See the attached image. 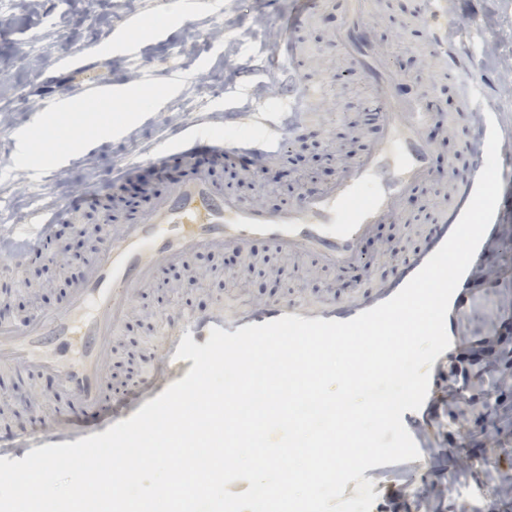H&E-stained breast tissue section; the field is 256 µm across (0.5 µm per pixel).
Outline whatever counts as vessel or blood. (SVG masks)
Returning <instances> with one entry per match:
<instances>
[{
    "label": "vessel or blood",
    "instance_id": "b4317fda",
    "mask_svg": "<svg viewBox=\"0 0 512 512\" xmlns=\"http://www.w3.org/2000/svg\"><path fill=\"white\" fill-rule=\"evenodd\" d=\"M367 0H351L350 21L336 34L337 51L359 60L374 89L372 104L383 134L332 182L311 187L302 193L298 204L281 213L246 203L226 191L209 173L198 171L181 180L176 188L144 210L137 223L106 229L99 250L82 280L72 290L66 310L50 313L15 330L0 324V364L12 357L26 359L41 370L60 375L65 394L74 407L100 413L98 432L129 419L147 402L165 390L153 375L142 381L146 392L123 406L105 413L109 380L106 371L112 350V337L126 315L136 289L149 284L163 265L187 262L199 249L215 252L226 249L243 251L253 242L266 240L290 255H311L337 269L362 264L361 243L371 237L378 225L393 223L404 199L433 170V150L423 131L433 114L423 100L400 98L404 75L389 56L373 55L365 38ZM431 48L439 54L449 74L463 86L476 78L457 47L449 43L452 22L447 11L437 7L424 15ZM296 55L293 40H286L272 72H285V89L279 98V110L298 113L303 103L315 95L326 94V86H308L292 63ZM270 125V124H269ZM283 126L271 124L262 136L221 139L196 136L183 141L178 152L183 157L197 150L210 149L225 159L248 152L253 163L287 149ZM482 171L474 166L469 178L455 188V198L443 223L455 226L467 207ZM80 200L65 206L42 207L34 211L32 224L37 233L51 225L74 219ZM445 235L431 239L428 247L418 249L405 264L409 273H417L445 242ZM469 276H462L450 299L448 334L456 336L459 320L466 312L472 293ZM285 315L308 318L305 308L282 303L254 317L260 325ZM224 311H175L167 318L168 335L158 354L169 373V382H177L179 360L175 354L184 335L193 342L208 340L211 327H223ZM82 428L64 436L52 420H34L24 440L32 449L47 445L74 443L86 438Z\"/></svg>",
    "mask_w": 512,
    "mask_h": 512
}]
</instances>
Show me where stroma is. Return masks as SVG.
I'll use <instances>...</instances> for the list:
<instances>
[{
	"label": "stroma",
	"mask_w": 512,
	"mask_h": 512,
	"mask_svg": "<svg viewBox=\"0 0 512 512\" xmlns=\"http://www.w3.org/2000/svg\"><path fill=\"white\" fill-rule=\"evenodd\" d=\"M312 18L293 33L296 66L306 82L327 85V99L304 108L290 147L263 168L247 173L239 164H215L199 153L193 164L222 180H238L237 193L272 211L297 203L304 189L324 184L381 135L369 105L372 88L358 62L336 52V30L346 22L348 0H314ZM371 33L394 64L411 77L406 94H427L435 112L424 135L434 149L435 170L407 196L399 221L379 225L361 250L365 261L349 274L310 257H291L274 245L254 242L246 252L202 249L188 264L165 266L134 303L112 338V387L137 383L163 343L160 327L175 310L223 308L228 318L253 308L296 301L318 310L345 297H360L382 287L398 259L424 237L450 203L453 181L464 178L470 158L463 143L473 134L462 108L464 92L440 69L427 47L421 21L426 0H370ZM293 0H5L0 5V234L10 246L26 237L32 212L42 203L58 204L83 194L82 214L56 228L50 251L80 242V227L117 219L136 223L153 198L171 188L167 178L143 168L140 178L120 180L130 163H144L149 151L206 116L207 131L232 138L246 132V114L256 97L278 103L265 72L278 51L276 18L291 13ZM448 13L474 32L463 51L482 80L476 96L493 112L512 151V96L502 94L501 75L512 67V0H448ZM152 34H139L142 26ZM462 30V31H465ZM461 30L450 29L458 42ZM121 95L124 108L110 111L102 89ZM87 101L103 111L112 134L86 128L87 146L71 151L52 125L58 114L50 99ZM93 256L48 262L41 258L13 270L0 262V310L6 323L23 326L63 309L73 283ZM493 285L478 294L461 325L465 346L439 355L432 374L458 363L475 374L467 391L443 397L439 419L420 445V458L368 468L376 512H387L397 495L400 512H418L414 485L446 487L436 503L446 512L456 497V512H470L463 490L480 496L495 512H512V497L494 495L499 478L512 476V325H500L499 311L512 305V223L501 241L482 257ZM65 398L56 376L0 367V430H18L30 421L59 414Z\"/></svg>",
	"instance_id": "stroma-1"
}]
</instances>
